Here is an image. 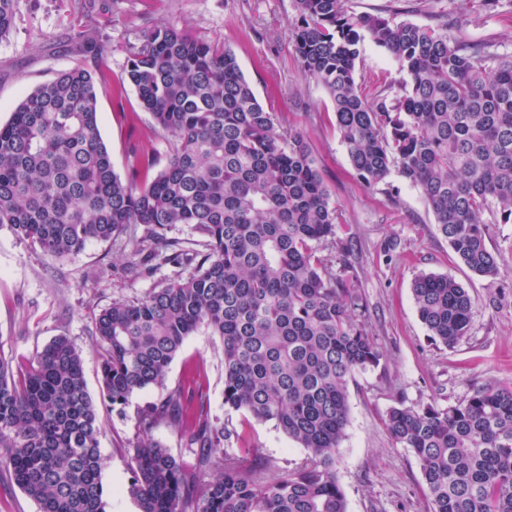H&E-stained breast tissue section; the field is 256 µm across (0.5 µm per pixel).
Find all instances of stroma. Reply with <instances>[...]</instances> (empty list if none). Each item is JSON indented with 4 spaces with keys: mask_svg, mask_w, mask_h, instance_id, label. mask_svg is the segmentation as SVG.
Here are the masks:
<instances>
[{
    "mask_svg": "<svg viewBox=\"0 0 512 512\" xmlns=\"http://www.w3.org/2000/svg\"><path fill=\"white\" fill-rule=\"evenodd\" d=\"M348 5L359 14L394 13L419 24L426 23L427 9H443L466 19L467 36L512 54V0H496L490 7L482 0H348ZM88 10L106 15L99 38L113 84L124 79L131 46L148 31L167 23L185 26L223 42L258 100L274 103L283 125L302 134L342 215L337 242L350 251L365 324L384 354L378 368L357 373L348 383L349 424L336 455L348 512H431L419 462L391 438L385 419L395 406L445 407L462 401L472 387L512 382V223L487 225L488 248L504 254L509 264L498 276H479L457 261L431 208L398 174L371 186L355 178L332 101L303 72L290 42L293 0H19L13 32L0 41V124L35 88L81 64L71 45L80 15ZM357 70L369 94L405 77L397 62L368 39L360 47ZM98 121L118 175L127 174L137 144L152 146L156 169L165 167L169 146L155 134L153 118L142 110L133 88H126L119 101L102 94ZM142 234V227L134 225L117 240L56 259L0 228V357H28L53 337L68 336L81 352L87 390L98 400L100 355L91 334L95 313L116 300L145 297L174 273L169 265L152 275L128 272L136 260L131 241ZM337 242L320 244L319 254L335 255ZM424 273L452 276L472 297L469 334L455 348L435 342L418 318L412 283ZM195 381L210 417L234 433L224 443L227 454L252 449L283 471L304 459L303 449L273 423L249 422L244 414L227 411L221 342L201 330L172 361L164 387L134 393L119 413L99 406L108 512L135 509L124 489L141 412L167 390Z\"/></svg>",
    "mask_w": 512,
    "mask_h": 512,
    "instance_id": "stroma-1",
    "label": "stroma"
}]
</instances>
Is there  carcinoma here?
Returning a JSON list of instances; mask_svg holds the SVG:
<instances>
[{
    "label": "carcinoma",
    "mask_w": 512,
    "mask_h": 512,
    "mask_svg": "<svg viewBox=\"0 0 512 512\" xmlns=\"http://www.w3.org/2000/svg\"><path fill=\"white\" fill-rule=\"evenodd\" d=\"M291 30L303 71L331 98L356 177L392 168L431 207L456 259L486 277L504 259L486 243L485 215L512 223V55L448 37V15L428 23L357 14L346 0H294ZM17 0H0V40ZM87 18L76 52L86 63L26 95L0 125V227L61 258L143 227L134 252L143 271L179 269L144 298L94 315L100 389L111 408L164 387L170 364L204 328L222 340L224 406L271 422L304 449L278 472L258 454L229 457L232 432L204 401L178 387L146 407L129 464L127 495L139 512H347L336 453L349 422L348 381L383 353L361 321L359 284L340 216L304 137L262 104L220 41L167 24L130 49L125 79L170 148L152 179L153 148L118 176L98 124L108 89ZM370 38L407 74L373 95L356 80ZM188 224L195 239L168 236ZM336 240L339 266L317 254ZM429 336L453 349L468 335L472 298L447 274L412 284ZM174 427L195 461L149 438ZM392 439L410 449L432 512H512V384L488 382L462 402L387 414ZM101 427L73 341L59 335L14 365L0 359V470L39 512H106Z\"/></svg>",
    "instance_id": "obj_1"
}]
</instances>
